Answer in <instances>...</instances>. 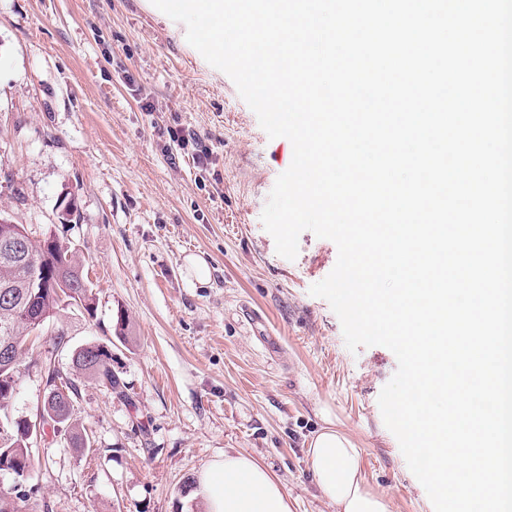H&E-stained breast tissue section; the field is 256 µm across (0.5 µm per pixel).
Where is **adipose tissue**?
<instances>
[{"label":"adipose tissue","mask_w":512,"mask_h":512,"mask_svg":"<svg viewBox=\"0 0 512 512\" xmlns=\"http://www.w3.org/2000/svg\"><path fill=\"white\" fill-rule=\"evenodd\" d=\"M308 465L323 497L336 512H389L385 498L365 482L360 448L333 420L312 438ZM207 512H292L288 492L259 460L227 452L197 477Z\"/></svg>","instance_id":"obj_1"}]
</instances>
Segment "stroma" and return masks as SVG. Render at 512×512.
<instances>
[{"label": "stroma", "instance_id": "1", "mask_svg": "<svg viewBox=\"0 0 512 512\" xmlns=\"http://www.w3.org/2000/svg\"><path fill=\"white\" fill-rule=\"evenodd\" d=\"M180 131L211 149L207 165L178 149ZM289 165L288 139L268 138L185 25L145 0H0V216L75 249L96 298L94 315L71 307L47 322L29 354L64 369L108 342L126 385L82 386L90 450L37 443L51 461L26 482L29 512H204L197 476L227 449L266 465L293 512H336L307 467L326 411L390 512H434L378 404L395 355L348 350L310 293L336 245L305 231L289 260L261 223ZM190 255L210 266L208 284L190 276Z\"/></svg>", "mask_w": 512, "mask_h": 512}]
</instances>
